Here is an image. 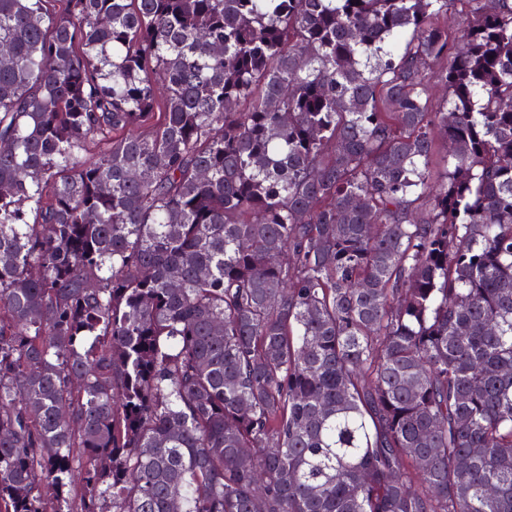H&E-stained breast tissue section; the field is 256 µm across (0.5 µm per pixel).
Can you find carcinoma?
Instances as JSON below:
<instances>
[{"instance_id":"cac0c4a2","label":"carcinoma","mask_w":512,"mask_h":512,"mask_svg":"<svg viewBox=\"0 0 512 512\" xmlns=\"http://www.w3.org/2000/svg\"><path fill=\"white\" fill-rule=\"evenodd\" d=\"M51 2L0 0V512H512V0Z\"/></svg>"}]
</instances>
